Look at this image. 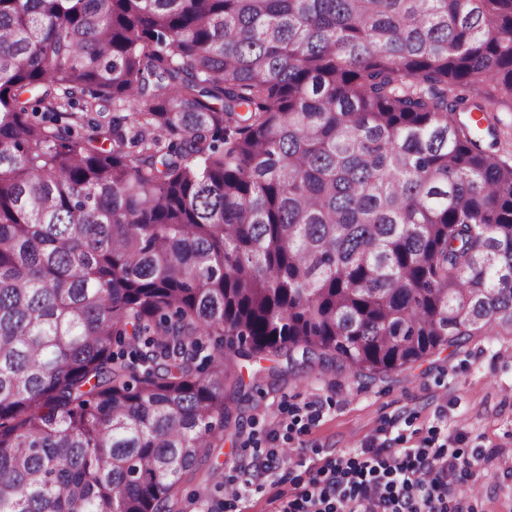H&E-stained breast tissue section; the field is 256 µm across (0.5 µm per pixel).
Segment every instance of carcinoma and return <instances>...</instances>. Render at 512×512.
Returning a JSON list of instances; mask_svg holds the SVG:
<instances>
[{
	"mask_svg": "<svg viewBox=\"0 0 512 512\" xmlns=\"http://www.w3.org/2000/svg\"><path fill=\"white\" fill-rule=\"evenodd\" d=\"M495 112L512 0H0V512H181L230 353L512 332Z\"/></svg>",
	"mask_w": 512,
	"mask_h": 512,
	"instance_id": "obj_1",
	"label": "carcinoma"
}]
</instances>
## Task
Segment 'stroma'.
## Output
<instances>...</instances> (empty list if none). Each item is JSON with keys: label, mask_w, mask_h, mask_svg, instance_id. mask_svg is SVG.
I'll return each instance as SVG.
<instances>
[{"label": "stroma", "mask_w": 512, "mask_h": 512, "mask_svg": "<svg viewBox=\"0 0 512 512\" xmlns=\"http://www.w3.org/2000/svg\"><path fill=\"white\" fill-rule=\"evenodd\" d=\"M271 365L278 376H269ZM233 369L224 477L244 480L256 454L290 451L241 512H272L279 493L304 486L327 461L384 441L480 455L488 472L476 493L459 495L460 512H512V334L475 336L373 379L318 359L292 367L283 357L238 358Z\"/></svg>", "instance_id": "1"}]
</instances>
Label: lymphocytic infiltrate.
Listing matches in <instances>:
<instances>
[{
    "mask_svg": "<svg viewBox=\"0 0 512 512\" xmlns=\"http://www.w3.org/2000/svg\"><path fill=\"white\" fill-rule=\"evenodd\" d=\"M455 499L445 447L401 452L384 441L364 457L329 461L295 494H281L275 512H449Z\"/></svg>",
    "mask_w": 512,
    "mask_h": 512,
    "instance_id": "lymphocytic-infiltrate-1",
    "label": "lymphocytic infiltrate"
}]
</instances>
